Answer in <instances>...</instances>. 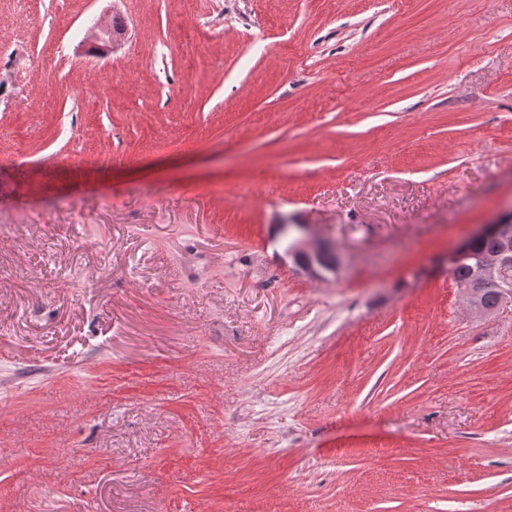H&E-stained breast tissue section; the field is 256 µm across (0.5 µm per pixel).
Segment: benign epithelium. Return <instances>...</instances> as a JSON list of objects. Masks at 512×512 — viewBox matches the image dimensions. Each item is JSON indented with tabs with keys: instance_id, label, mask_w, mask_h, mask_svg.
Instances as JSON below:
<instances>
[{
	"instance_id": "obj_1",
	"label": "benign epithelium",
	"mask_w": 512,
	"mask_h": 512,
	"mask_svg": "<svg viewBox=\"0 0 512 512\" xmlns=\"http://www.w3.org/2000/svg\"><path fill=\"white\" fill-rule=\"evenodd\" d=\"M90 37L96 48L107 52L121 41L112 34L108 24L97 21L90 30ZM278 235H288L293 244L286 256L294 261L307 276L324 280L336 274L341 258L328 244H311L307 238L306 226L292 224L284 219L277 225ZM490 237L500 240L503 248L494 254H483L477 258V284H460L458 288L466 295L470 308L481 315L491 314L493 310L484 308L478 298V289L497 288L501 293L499 306L512 304V278L508 276V266L512 265V208L503 211L491 224L480 225L470 238Z\"/></svg>"
}]
</instances>
